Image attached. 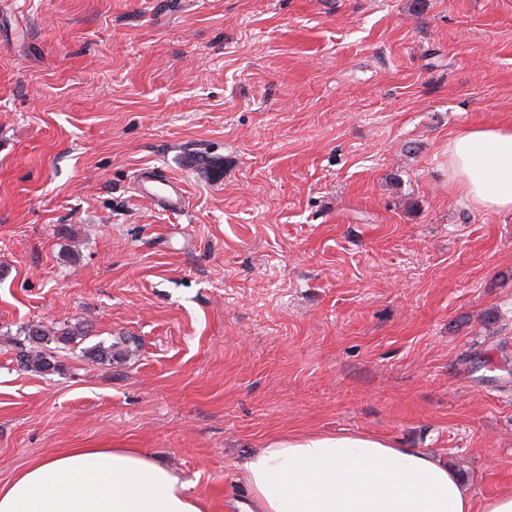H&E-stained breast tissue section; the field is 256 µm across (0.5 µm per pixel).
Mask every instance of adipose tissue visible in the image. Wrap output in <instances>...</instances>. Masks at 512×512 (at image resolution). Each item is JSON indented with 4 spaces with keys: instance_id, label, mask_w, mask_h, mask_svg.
Here are the masks:
<instances>
[{
    "instance_id": "1",
    "label": "adipose tissue",
    "mask_w": 512,
    "mask_h": 512,
    "mask_svg": "<svg viewBox=\"0 0 512 512\" xmlns=\"http://www.w3.org/2000/svg\"><path fill=\"white\" fill-rule=\"evenodd\" d=\"M448 171L471 205L512 213V125L448 142ZM240 512H512V492L476 501L439 456L364 434L285 435L243 465ZM0 512H202L188 485L137 448H67L0 483Z\"/></svg>"
}]
</instances>
